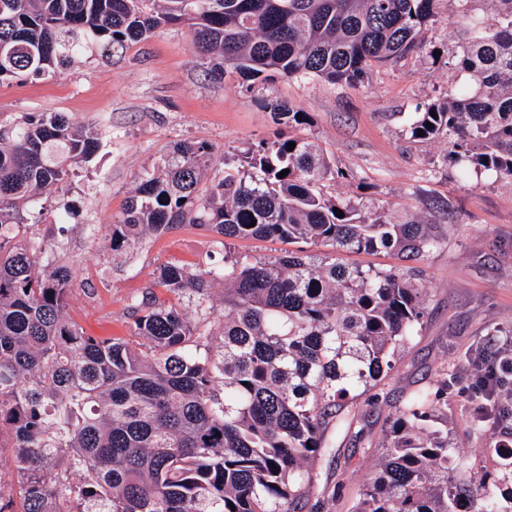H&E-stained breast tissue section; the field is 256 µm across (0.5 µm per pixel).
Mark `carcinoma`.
Returning <instances> with one entry per match:
<instances>
[{"label":"carcinoma","instance_id":"cac0c4a2","mask_svg":"<svg viewBox=\"0 0 512 512\" xmlns=\"http://www.w3.org/2000/svg\"><path fill=\"white\" fill-rule=\"evenodd\" d=\"M439 2L0 0V82L53 76L89 40L122 45L183 24L192 48L215 60L212 73L248 90L275 76L362 84L410 53H440L422 38ZM451 2L460 17L480 3L484 16L460 44L461 83L415 113L408 133L512 180V0ZM271 114L275 138L224 162L209 184L212 147L174 145L106 234L114 252L177 224L222 247L272 238L330 248L161 266L154 285L195 300L202 316L224 283L217 343L151 289L130 306L127 338L90 336L72 320L74 272L34 235L45 223L34 199L87 161L98 135L62 113L0 127V437L11 439L18 476L15 493L0 486V512L15 494L21 512H318L307 466L327 448L328 429L346 423L353 393L394 368L426 312L414 269L343 265L336 253L414 259L437 237L416 215L394 219L327 195L325 182L346 175L314 141L288 133L306 113L275 103ZM497 335L512 337V325L489 334L484 353L511 361ZM447 407L446 375L406 399L354 512H512V449H492L489 481L472 485L448 429L434 426ZM510 419L512 403L498 398L472 431Z\"/></svg>","mask_w":512,"mask_h":512}]
</instances>
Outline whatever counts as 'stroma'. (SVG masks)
I'll use <instances>...</instances> for the list:
<instances>
[{
  "label": "stroma",
  "instance_id": "obj_1",
  "mask_svg": "<svg viewBox=\"0 0 512 512\" xmlns=\"http://www.w3.org/2000/svg\"><path fill=\"white\" fill-rule=\"evenodd\" d=\"M464 27L450 0H442L424 37L443 57L409 54L359 86L276 77L246 92L238 79L210 76L208 59L192 50L184 26L112 48L92 40L59 75L0 83V125L33 112H59L100 138L96 154L38 200L48 217L40 235L75 269L66 311L93 336H129L130 305L167 262L220 264L228 251L267 259L302 249L299 241L255 239H232L223 248L211 233L190 224L121 252L101 240L139 175L164 166L176 143L210 144L207 178L220 179L225 160L271 137L270 102L306 112L309 122L297 127V135L315 138L348 171L347 180L330 182L329 194L382 205L395 215L418 213L432 222L439 218L433 202L449 203L456 226L416 263L428 291L419 336L372 393L349 401L348 424L329 431L330 451L310 471V495L322 501V512H353L402 400L433 386L441 368L452 374L448 436L459 454L481 458L502 436L498 426L473 435L474 370L459 358L478 337L512 323V184L489 173L461 175L447 159L444 142L421 143L407 133L418 106L446 95L454 71L445 55L457 52ZM338 483L340 497L329 498Z\"/></svg>",
  "mask_w": 512,
  "mask_h": 512
}]
</instances>
